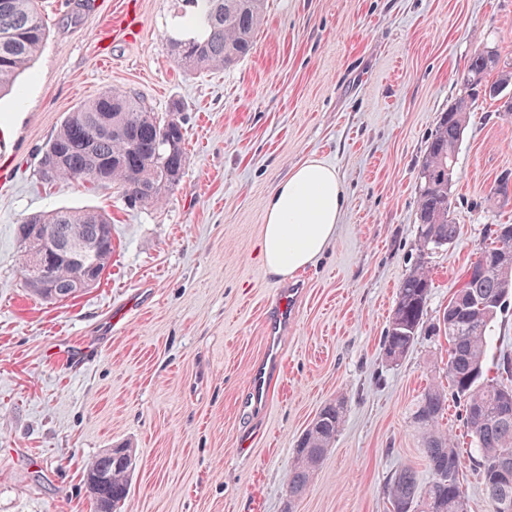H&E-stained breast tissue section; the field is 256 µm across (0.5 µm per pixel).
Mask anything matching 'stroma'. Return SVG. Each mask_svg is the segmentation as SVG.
I'll use <instances>...</instances> for the list:
<instances>
[{
  "mask_svg": "<svg viewBox=\"0 0 512 512\" xmlns=\"http://www.w3.org/2000/svg\"><path fill=\"white\" fill-rule=\"evenodd\" d=\"M47 40L0 99V512H94L86 463L133 448L122 512H390L395 472H430L412 413L447 384L438 318L512 197V118L478 101L458 148L456 243L433 251L423 330L401 361L381 340L417 257V175L457 73L490 46L512 61V0H266L253 53L213 72L174 61L175 0H38ZM133 90L186 129L184 173L164 203L132 208L117 187L45 184L41 152L65 114L103 88ZM347 197L324 254L297 276L260 255L268 195L309 156ZM61 207L112 218L101 281L65 302L26 288L18 226ZM296 289L268 395L265 353L279 286ZM512 356V305L491 326L486 370ZM345 406L306 492L288 497L298 441L327 403ZM462 406L442 420L462 460L467 512H488Z\"/></svg>",
  "mask_w": 512,
  "mask_h": 512,
  "instance_id": "35a3bbf8",
  "label": "stroma"
}]
</instances>
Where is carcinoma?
<instances>
[{"instance_id": "obj_1", "label": "carcinoma", "mask_w": 512, "mask_h": 512, "mask_svg": "<svg viewBox=\"0 0 512 512\" xmlns=\"http://www.w3.org/2000/svg\"><path fill=\"white\" fill-rule=\"evenodd\" d=\"M265 0H180L168 41L177 65L186 71L220 70L252 53L262 24ZM47 38V26L37 0H0V96L14 90L17 78L37 57ZM457 83L462 95L441 113L429 137L418 172V261L400 282L395 305L383 336L386 356L400 361L423 328L427 300L433 288L427 256L458 240L459 227L449 219L452 175L456 152L468 125L473 105L486 98L489 86L512 84V67L500 65L495 50L471 53ZM124 128L137 149L123 136L100 132L106 123ZM166 119L135 92L107 88L67 113L44 147L42 161L55 160L56 181L121 189L130 204L155 206L176 186L186 164L183 125L169 129L175 148L158 149ZM512 178L501 177L488 201L507 198ZM27 224H45L54 241L65 246L45 299L65 297L70 282L90 271L105 268L112 258V225L107 213L95 209L56 210L34 214ZM512 251V224L489 229L488 242L475 258L491 260L498 252ZM512 296V267L492 269L479 277L465 269L459 287L448 302V387L463 402V421L482 470L490 512H512V387L483 378L487 330ZM448 408L447 392L437 386L425 390L413 414L420 429L422 453L431 480L420 486L416 472L404 468L389 478L386 494L393 512H467L459 481L461 456L449 433L439 428ZM344 406L326 404L302 435L288 472V498L305 493L312 475L335 442ZM112 457V485L102 493L92 488L95 512H117L129 494L133 474L128 459Z\"/></svg>"}]
</instances>
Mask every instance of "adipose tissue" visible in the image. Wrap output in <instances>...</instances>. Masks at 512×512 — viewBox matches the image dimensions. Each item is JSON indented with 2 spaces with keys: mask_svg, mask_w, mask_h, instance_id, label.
I'll use <instances>...</instances> for the list:
<instances>
[{
  "mask_svg": "<svg viewBox=\"0 0 512 512\" xmlns=\"http://www.w3.org/2000/svg\"><path fill=\"white\" fill-rule=\"evenodd\" d=\"M346 204L337 169L311 156L268 196L261 253L268 271L294 277L327 248Z\"/></svg>",
  "mask_w": 512,
  "mask_h": 512,
  "instance_id": "ef3b65f1",
  "label": "adipose tissue"
}]
</instances>
